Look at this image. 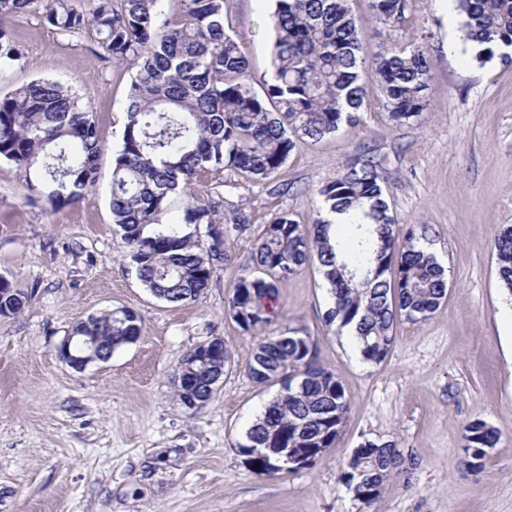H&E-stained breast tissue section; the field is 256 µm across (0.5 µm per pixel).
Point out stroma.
<instances>
[{"instance_id": "stroma-1", "label": "stroma", "mask_w": 512, "mask_h": 512, "mask_svg": "<svg viewBox=\"0 0 512 512\" xmlns=\"http://www.w3.org/2000/svg\"><path fill=\"white\" fill-rule=\"evenodd\" d=\"M226 8L262 81L274 4L227 0ZM352 8L370 51L412 38L426 46L428 110L389 127L373 74L363 73L361 124L318 143L297 140L282 174L296 192L237 191L235 202L253 216L249 230L205 297L175 306L140 284L109 211L111 153L134 68L112 61L91 31L63 35L34 13L0 22L23 55L12 83L72 86L108 148L97 184L59 210L0 160V275L32 292L19 313L0 317V512H359L340 473L367 439L396 441L408 468L374 512H512V353L502 343L507 305L491 246L496 229L512 225V63H471V44L448 38L442 0H418L394 32L368 0ZM363 146L384 160V194L401 224L428 225L429 247L448 273L446 298L426 320L399 322L382 362L362 363L326 325V285L309 264L281 284L277 321L241 330L225 308L270 212L312 223L317 186ZM113 309L139 317L135 343L81 371L59 358L78 323ZM289 326L314 337L351 409L338 444L316 463L265 477L236 444L276 390L252 381L247 365L263 337ZM216 337L232 366L210 401L186 409L178 363ZM477 418L501 433L479 473L461 464L463 429Z\"/></svg>"}]
</instances>
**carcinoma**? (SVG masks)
Here are the masks:
<instances>
[{"label":"carcinoma","instance_id":"carcinoma-1","mask_svg":"<svg viewBox=\"0 0 512 512\" xmlns=\"http://www.w3.org/2000/svg\"><path fill=\"white\" fill-rule=\"evenodd\" d=\"M164 0H95L91 13L72 0H0V18L42 11L61 34L95 30L110 57L136 68L129 85L120 145L111 171L112 224L128 248L139 282L168 304L195 302L215 272L231 261L230 243L247 229L251 213L235 204V191L265 186L271 195L288 190L278 182L296 140L320 142L340 127L361 123L364 87L371 69L387 110L389 127L420 118L430 105V59L413 42L369 54L367 37L351 0H275L272 71L256 90L241 40L226 26V0H176L167 15ZM474 60L508 64L512 55V0H456ZM380 23L397 28L415 0H370ZM21 53L0 29V84ZM106 145L93 113L68 85L37 79L0 94V159L12 162L29 186L39 185L55 209L79 202L100 177ZM382 162L362 153L336 177L315 189L318 212L345 215L349 235L332 232L318 217L301 224L275 212L253 243L248 270L233 286L227 314L244 331L266 326L278 315L279 286L305 265L317 264L330 286L333 306L325 323L355 325L361 359L377 364L394 343L400 320L427 319L448 290L445 267L410 228L390 212ZM224 173L222 188L191 198L175 222L164 223L171 199L193 181ZM492 249L506 298L512 300V225L497 231ZM30 293L0 276V316L21 311ZM138 318L125 310L92 315L73 330L94 338L110 358L140 337ZM206 364H187L178 379L182 404H198L213 391L207 383L231 367L224 339H212ZM261 385H280L236 443L258 475L284 470V458L256 457V448L297 449L316 462L336 446L350 407L346 388L317 359V343L303 328L263 338L248 364ZM500 433L481 419L465 425L467 464L479 472ZM407 473L393 440H366L353 449L340 480L369 512L388 482Z\"/></svg>","mask_w":512,"mask_h":512}]
</instances>
